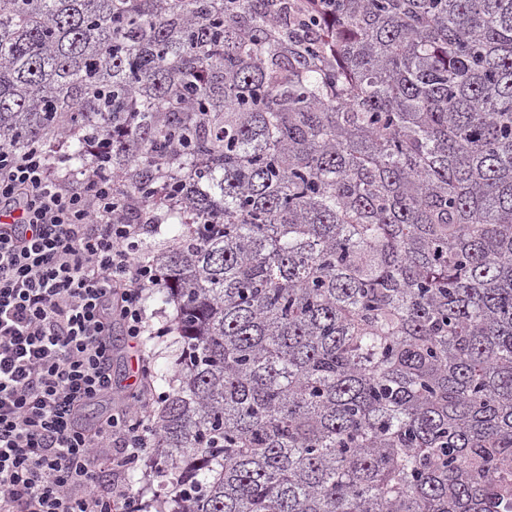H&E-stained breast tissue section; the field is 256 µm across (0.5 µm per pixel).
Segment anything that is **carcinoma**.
I'll return each mask as SVG.
<instances>
[{
  "instance_id": "cac0c4a2",
  "label": "carcinoma",
  "mask_w": 512,
  "mask_h": 512,
  "mask_svg": "<svg viewBox=\"0 0 512 512\" xmlns=\"http://www.w3.org/2000/svg\"><path fill=\"white\" fill-rule=\"evenodd\" d=\"M1 147L173 235L158 512H512V0H0Z\"/></svg>"
}]
</instances>
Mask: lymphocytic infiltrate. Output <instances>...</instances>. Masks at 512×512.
Wrapping results in <instances>:
<instances>
[{
	"mask_svg": "<svg viewBox=\"0 0 512 512\" xmlns=\"http://www.w3.org/2000/svg\"><path fill=\"white\" fill-rule=\"evenodd\" d=\"M117 210L111 180L84 189L37 149L0 150V512H145L126 479L155 440L149 364L132 399L83 417L112 393L114 326L151 333L144 227Z\"/></svg>",
	"mask_w": 512,
	"mask_h": 512,
	"instance_id": "obj_1",
	"label": "lymphocytic infiltrate"
}]
</instances>
